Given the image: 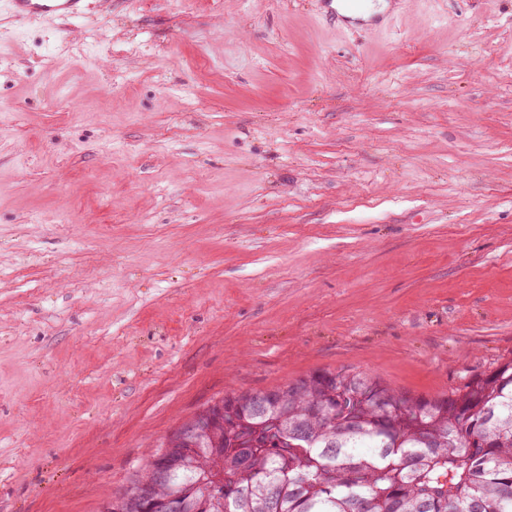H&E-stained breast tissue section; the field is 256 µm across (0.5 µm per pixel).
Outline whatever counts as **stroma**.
<instances>
[{"instance_id":"obj_1","label":"stroma","mask_w":512,"mask_h":512,"mask_svg":"<svg viewBox=\"0 0 512 512\" xmlns=\"http://www.w3.org/2000/svg\"><path fill=\"white\" fill-rule=\"evenodd\" d=\"M322 12L0 0V512H104L233 392L512 358V0ZM86 0H7L11 12L22 20L53 17L62 20L80 16Z\"/></svg>"}]
</instances>
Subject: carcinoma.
<instances>
[{"label": "carcinoma", "instance_id": "obj_1", "mask_svg": "<svg viewBox=\"0 0 512 512\" xmlns=\"http://www.w3.org/2000/svg\"><path fill=\"white\" fill-rule=\"evenodd\" d=\"M221 425L170 469L177 512H512V358L446 395L339 371Z\"/></svg>", "mask_w": 512, "mask_h": 512}]
</instances>
